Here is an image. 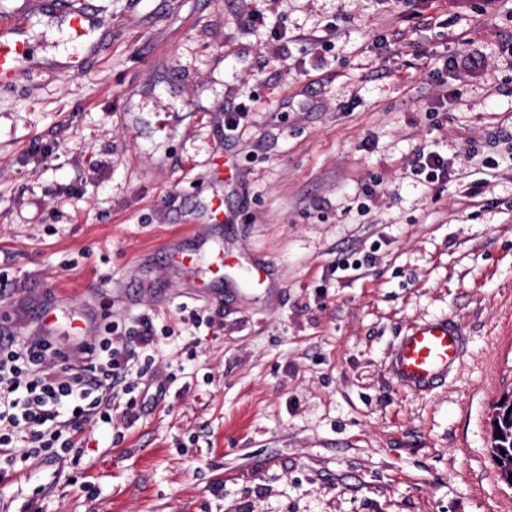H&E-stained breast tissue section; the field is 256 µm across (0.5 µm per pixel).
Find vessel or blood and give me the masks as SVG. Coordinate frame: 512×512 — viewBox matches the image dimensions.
<instances>
[{
  "instance_id": "1",
  "label": "vessel or blood",
  "mask_w": 512,
  "mask_h": 512,
  "mask_svg": "<svg viewBox=\"0 0 512 512\" xmlns=\"http://www.w3.org/2000/svg\"><path fill=\"white\" fill-rule=\"evenodd\" d=\"M62 19L74 41L86 40L95 19L85 0H71ZM25 14L0 15V83L10 82L37 53L25 30ZM465 339L459 327L446 320L435 319L409 328L397 343L390 369L405 389L426 391L445 380L460 360Z\"/></svg>"
}]
</instances>
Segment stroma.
I'll return each mask as SVG.
<instances>
[{"instance_id": "obj_1", "label": "stroma", "mask_w": 512, "mask_h": 512, "mask_svg": "<svg viewBox=\"0 0 512 512\" xmlns=\"http://www.w3.org/2000/svg\"><path fill=\"white\" fill-rule=\"evenodd\" d=\"M89 2L80 74L35 11L51 68L0 87V332L147 314L142 381L172 384L86 426L79 463L0 484V512H512L491 426L512 391V0ZM424 145L447 183L411 175ZM224 255L265 268L253 300ZM439 317L464 355L405 391L390 350Z\"/></svg>"}]
</instances>
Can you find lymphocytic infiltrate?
Returning <instances> with one entry per match:
<instances>
[{"label":"lymphocytic infiltrate","mask_w":512,"mask_h":512,"mask_svg":"<svg viewBox=\"0 0 512 512\" xmlns=\"http://www.w3.org/2000/svg\"><path fill=\"white\" fill-rule=\"evenodd\" d=\"M132 330L131 346L108 324L88 332L69 327L67 351L57 348L51 326L0 341V482L44 462H77L87 423L107 429L116 416L132 417L144 375L137 353L157 344L149 315Z\"/></svg>","instance_id":"obj_1"}]
</instances>
